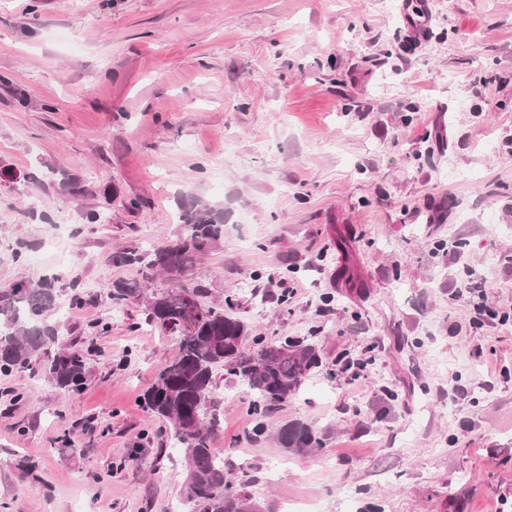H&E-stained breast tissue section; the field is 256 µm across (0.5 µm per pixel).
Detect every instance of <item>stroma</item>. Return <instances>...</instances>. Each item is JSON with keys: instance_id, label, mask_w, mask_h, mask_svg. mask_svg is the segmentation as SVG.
Masks as SVG:
<instances>
[{"instance_id": "stroma-1", "label": "stroma", "mask_w": 512, "mask_h": 512, "mask_svg": "<svg viewBox=\"0 0 512 512\" xmlns=\"http://www.w3.org/2000/svg\"><path fill=\"white\" fill-rule=\"evenodd\" d=\"M402 2L0 0V287L55 270L63 227L86 301L48 318L88 362L71 396L0 373V512L182 503L140 401L181 335L106 291L161 285L107 257L174 241L188 194L224 208L200 307L322 357L266 419L324 433L305 455L215 374V445L265 512H512V0H416L418 34Z\"/></svg>"}]
</instances>
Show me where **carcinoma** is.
I'll return each mask as SVG.
<instances>
[{"mask_svg":"<svg viewBox=\"0 0 512 512\" xmlns=\"http://www.w3.org/2000/svg\"><path fill=\"white\" fill-rule=\"evenodd\" d=\"M183 234L172 243L143 252L127 247L112 252L114 265L143 264L166 274L168 284L148 291L139 282L116 281L107 297L116 307L131 301L144 303L148 322L164 332L183 327L186 295L204 293L203 285L189 288L181 276L198 258L216 247L224 237V210L199 197L182 205ZM60 277L46 275L37 283L16 281L0 288V372L39 368L47 381L63 394L83 388L86 361L71 347L50 352L62 335V327L46 314L58 306ZM245 324L224 312L208 310L196 318L194 329L184 331L179 353L144 391V406L169 425L170 437L180 446L188 468L186 512H249L253 498L241 485L228 480L224 454L214 447L217 418L208 404L214 390V371L221 367L239 378L253 394V435L267 433L265 418L295 396L321 360L317 349L300 339L285 338L266 344L253 338L258 349L245 347ZM279 447L302 455L322 447V438L311 425L292 420L275 434Z\"/></svg>","mask_w":512,"mask_h":512,"instance_id":"1","label":"carcinoma"}]
</instances>
